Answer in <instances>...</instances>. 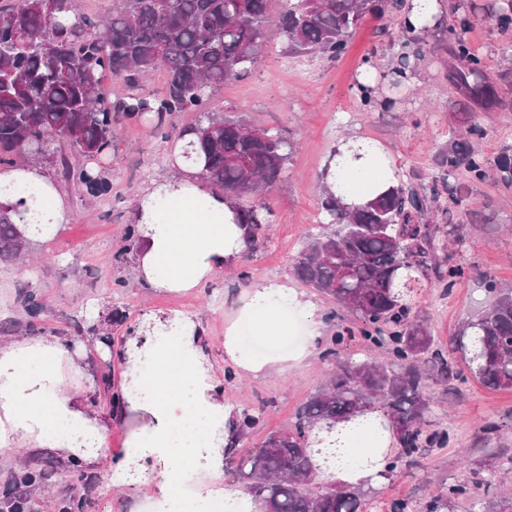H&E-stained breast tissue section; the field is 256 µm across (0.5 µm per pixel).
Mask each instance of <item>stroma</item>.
Segmentation results:
<instances>
[{"mask_svg":"<svg viewBox=\"0 0 512 512\" xmlns=\"http://www.w3.org/2000/svg\"><path fill=\"white\" fill-rule=\"evenodd\" d=\"M402 12L383 19L365 18L349 39L347 52L335 60L320 55L291 58L283 53L284 39L277 29L266 34L262 65L245 78L226 82L208 104L209 110L240 117L264 128H278L294 143L280 182L255 197V206H269L268 232L255 249L186 294L147 288L135 277L134 255L128 250L131 212L150 182L168 171L167 155L181 128L194 124L196 115L183 112L168 118L163 129L149 121H129L116 128L111 152L87 161L107 184L100 195H90L69 181L60 186L71 212L54 237L33 241L20 257L0 261V329L17 328L19 335L87 341V329L98 326L112 333V345L94 350L96 378L111 375L120 382L117 354L141 325L146 314L181 310L193 314L206 330L207 350L217 373L226 377L224 320L249 290L273 282L296 283L294 264L307 235L318 232L315 223L321 203V173L337 146L351 139L377 142L389 155L403 180L421 190L430 189L438 173L437 159L458 132L457 116L464 99L448 80L449 14L422 41L423 58L414 79L395 83L389 44L403 40ZM489 71H498L503 53H512V32H500L483 15H476L465 33ZM376 63L377 97L394 98L392 110L367 108L354 92L365 58ZM485 129L475 148L495 158L512 146V112H485ZM451 220L467 240L458 258L470 269L468 277L450 294L439 288L421 289L415 313L426 320L435 343L450 350V339L462 321L476 316L488 304L487 278L512 286V186L490 179L475 182L460 203L449 204ZM41 293L44 311L36 330H29L21 301L27 290ZM314 306L321 335L312 356L299 366L266 377H241L224 382V400L234 413L262 408L260 424L237 448L244 457L261 446L266 435L291 427L297 408L314 393L330 365L323 353L336 323L355 327L353 317L335 310L333 302L304 290ZM121 326H113L114 313ZM434 399L429 416L432 429L448 430L453 441L430 448L399 477L379 484L377 512H390L398 499L427 500L448 484L472 478L475 464L490 455H512V392L483 386L474 377L430 385ZM94 410L112 418L106 467L89 470L58 460L46 450L38 454L17 451L0 455V494L13 470L21 464L40 467L51 461L56 472L49 487L33 496L35 512H61L64 504H80V512H144L152 503L154 486L111 487L109 467L125 455L127 430L115 420L105 393H98ZM499 422L501 430L485 437L481 425Z\"/></svg>","mask_w":512,"mask_h":512,"instance_id":"obj_1","label":"stroma"}]
</instances>
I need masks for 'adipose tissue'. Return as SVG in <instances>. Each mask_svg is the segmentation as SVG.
Instances as JSON below:
<instances>
[{
	"instance_id": "obj_1",
	"label": "adipose tissue",
	"mask_w": 512,
	"mask_h": 512,
	"mask_svg": "<svg viewBox=\"0 0 512 512\" xmlns=\"http://www.w3.org/2000/svg\"><path fill=\"white\" fill-rule=\"evenodd\" d=\"M195 138L188 132L172 146L173 175L154 180L134 211L139 251L138 279L159 291L183 294L198 287L245 247V227L221 194L207 189L202 164L184 155ZM360 150L365 180L350 186L349 203L384 192L394 182L385 155H373L368 140L349 142ZM26 184L38 199L17 194ZM0 209L24 239L52 238L68 219L55 181L37 167L0 169ZM312 306L288 283L246 293L224 327V356L244 374L287 369L313 353V343L288 350L295 316ZM205 329L192 315L172 311L147 316L118 359L122 367L121 417L127 427L128 457L142 480L152 482L159 508L181 501L223 500L225 512H258L244 490H227L224 444L233 409L210 362ZM96 391L85 346L58 339L22 338L0 343V453L24 446L49 449L62 459L95 468L104 456L112 427L89 408ZM321 447L334 452L325 478L349 484L379 482L383 459L394 438L379 416L319 432Z\"/></svg>"
}]
</instances>
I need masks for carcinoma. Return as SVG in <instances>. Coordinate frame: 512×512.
Segmentation results:
<instances>
[{
    "label": "carcinoma",
    "mask_w": 512,
    "mask_h": 512,
    "mask_svg": "<svg viewBox=\"0 0 512 512\" xmlns=\"http://www.w3.org/2000/svg\"><path fill=\"white\" fill-rule=\"evenodd\" d=\"M278 11H272L273 4ZM385 0H113L112 11L97 18L75 8L74 0H10L0 5V165H13L23 154L51 159L67 181L94 195L104 190L101 177L78 168L55 143L66 141L74 156L96 158L112 149L116 126L152 115L158 122L177 112H197L189 127L198 135L204 155L202 178L222 191L224 201L248 228L246 247L264 232L250 199L281 180L293 150L277 129H254L243 119H229L207 110L213 92L224 82L254 69L265 50L266 31L281 30L286 53L292 57L321 54L331 59L347 50L348 38L368 15H385ZM454 18L450 34L452 81L475 110L462 120L467 137L452 138L441 153V176L430 195L402 181L376 198L351 206L324 187L321 223L330 230L309 239L295 265L305 287L323 295L360 323L368 348H380L388 360L375 365L344 350L353 330L343 327L324 352L339 370L299 408L286 431L272 432L262 448L244 462L247 490L260 512H367L378 494L372 486H321L313 461L311 435L369 413L383 415L397 445L383 477L399 476L402 463L428 448L448 446L446 430L427 431L431 399L428 381H448L462 365L485 387L512 391V287L488 280L489 305L455 332L452 353L435 347L428 324L404 302L405 282L428 272L426 281L448 293L465 278L462 263L440 259L448 244L461 250L457 227L435 223L445 193L454 202L468 187L450 181L459 170L482 181L489 171L512 185V149L494 161L478 152L471 140L485 135L478 111L506 106L512 89V67L490 77L482 59L462 34L471 11L448 4ZM484 17L503 29L512 27V0H487ZM399 74L418 65L421 55L398 44L394 53ZM165 70L167 82L159 95L139 91L145 78ZM122 80L131 92L115 100L103 88L106 75ZM22 237L7 218L0 217V257L21 254ZM24 304L30 321L44 305L29 290ZM261 415L245 410L233 424L232 443L240 442ZM476 478L481 495L466 484L450 483L448 492L425 501L398 500L390 512H456L461 501L468 512H504L512 499L492 492L501 474L512 473V457L495 460ZM52 477L47 469L22 467L12 483L16 495L8 512H33L32 493Z\"/></svg>",
    "instance_id": "cac0c4a2"
}]
</instances>
